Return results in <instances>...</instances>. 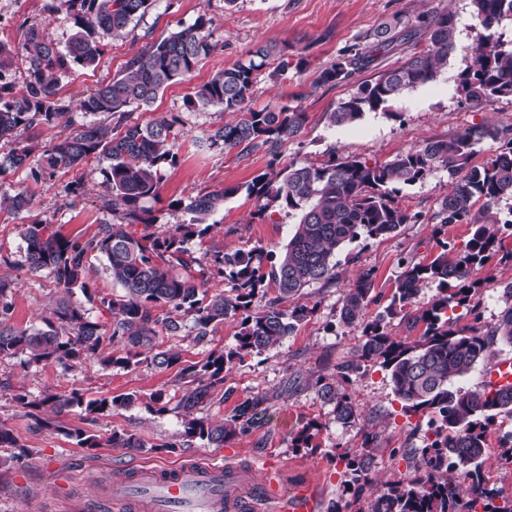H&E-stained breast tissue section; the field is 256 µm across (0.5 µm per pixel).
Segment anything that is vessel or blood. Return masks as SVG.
I'll return each mask as SVG.
<instances>
[{
  "instance_id": "vessel-or-blood-1",
  "label": "vessel or blood",
  "mask_w": 512,
  "mask_h": 512,
  "mask_svg": "<svg viewBox=\"0 0 512 512\" xmlns=\"http://www.w3.org/2000/svg\"><path fill=\"white\" fill-rule=\"evenodd\" d=\"M496 389L512 388V361L498 362L485 376ZM106 502L126 512H255L259 495L253 467L241 462L215 463L193 460L164 469L139 465L105 481ZM278 512H316L317 501L309 488L276 494Z\"/></svg>"
}]
</instances>
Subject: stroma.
Wrapping results in <instances>:
<instances>
[{
	"label": "stroma",
	"mask_w": 512,
	"mask_h": 512,
	"mask_svg": "<svg viewBox=\"0 0 512 512\" xmlns=\"http://www.w3.org/2000/svg\"><path fill=\"white\" fill-rule=\"evenodd\" d=\"M46 0H0V40L21 46L23 23L42 25L59 45H66L73 23L65 13L48 14ZM448 9L455 16L458 36L448 55V67L436 81L403 93L389 112H370L348 126H331L328 114L337 103L357 89L356 81L332 87L316 85L320 71L344 50L357 44L360 35L395 13L416 7ZM214 21L215 47L191 77L168 86L148 109L135 110L139 122L174 118L179 136L174 144L175 165L164 168L160 200L155 203L158 230L165 231L188 222L189 214L172 209L171 201L212 190L249 183L268 169L269 155L262 150L239 153L219 147H200L198 139L232 120L233 115L215 108H192L188 99L195 87L231 66L255 44L275 42L288 47V72L272 77L262 74L251 99L253 107L268 104L300 106L306 122L300 136L282 146L280 166L305 161L318 165L333 157H358L381 164L400 152L430 138L448 139L473 125L512 126V99L502 98L487 108L473 107L457 92L460 73L468 65L480 30L475 26L469 0H237L225 8L224 0H156L152 9L136 19L122 37H108L95 67L79 69L63 80L59 92L63 101H76L83 92L122 73L127 61L147 39H160L191 23L199 14ZM105 159H89L81 165L82 188L76 201L64 192L70 173H39L38 159L28 167L0 176V275L13 279L12 322L18 328L38 327L48 316L61 290L48 272L30 271L25 262L23 225L40 222L61 235L93 234L104 216L98 195L104 183ZM448 190V174L438 170L424 182L402 187L395 201L399 207L419 214L417 223L403 225L389 237L358 240L336 254L342 277L329 287L308 288L302 298L313 312L302 321L283 345L259 355L245 357L224 370V388L200 405L199 415L220 421L230 417L245 400L266 398L269 413L261 426L212 448L203 441L184 443L181 436L183 413L176 404L186 389L177 379V368L159 370L146 364L120 369L88 361L73 367L54 362L26 363L24 357L0 361V426L17 437L18 448L0 447V512H114L98 498L97 484L125 468L150 464L169 467L194 457L223 460L226 452L237 459L255 462V485H263L270 470L280 473L281 485L313 488L317 512H360L369 491L353 484L346 468L347 458L364 450V436L377 434L372 450L374 474L384 483L414 474V455L424 445L427 418L404 411L393 392L388 371L377 362L362 363L347 387L360 405L356 425L336 423L330 406L318 397L314 382L318 376L333 377L340 365L356 360L361 341L360 327L338 324L345 288L361 270L375 272L374 293L380 303L370 305L367 318L382 311V303L407 260L426 261L435 256L434 214ZM24 191L32 199L28 210L14 211L4 198ZM256 203L245 194L226 200L222 210L211 216L214 228L203 240L194 242L197 255L206 250L232 252L254 245L283 247L291 237L296 216L276 212L270 218L255 217ZM478 284L470 306L455 309L454 327L469 335L496 322L504 304L502 287L512 282V263L491 259L475 268ZM181 333L159 335L162 348L178 351L183 363H204L211 351L232 345L239 330L237 319L219 325L202 343H194L192 320L183 317ZM60 395L78 392L90 398L135 395V403L113 408L105 415H66L70 424L102 436L128 433L139 437V448L78 447L73 440L48 428H34L16 394L41 398L45 392ZM163 392L165 411L153 400ZM319 431L310 448H295L291 439L307 421ZM512 430V417L497 416L486 430L490 450L480 468L485 487L512 488V463L498 434Z\"/></svg>",
	"instance_id": "obj_1"
}]
</instances>
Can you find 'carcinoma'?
<instances>
[{
  "instance_id": "carcinoma-1",
  "label": "carcinoma",
  "mask_w": 512,
  "mask_h": 512,
  "mask_svg": "<svg viewBox=\"0 0 512 512\" xmlns=\"http://www.w3.org/2000/svg\"><path fill=\"white\" fill-rule=\"evenodd\" d=\"M157 0H49L46 11L65 12L74 32L63 48L44 29L31 24L24 33L26 76L12 79L15 49L0 41V141L11 144L0 156V173L24 167L33 145L32 131L69 127L59 91L63 79L76 69L92 67L102 53L101 38L126 33L133 20L143 16ZM472 16L481 29L479 43L457 91L476 107L503 97H512V38L504 27L512 23V0H471ZM213 20L204 14L168 36L146 43L127 63L123 73L87 91L77 109L86 115L103 114L115 126L83 125L57 138L45 149L40 170H71L90 157L110 161L105 187L99 195L100 210L121 216L118 223L105 222L90 236L66 238L48 224L23 225L25 263L33 272L48 270L63 294L52 308L46 328L19 329L12 324L17 283L0 277V360L27 357V362L55 361L63 366L95 359L104 367L129 368L146 363L168 369L181 355L163 350L159 333L175 336L181 323L173 313L192 316L193 340L205 341L218 324L240 316L235 344L210 353L198 366L180 369V379L190 380L180 399L184 412L181 436L198 438L215 447L238 434H245L268 415L262 398L247 399L234 414L215 423L195 416V409L212 389L224 385V368L247 355L260 354L282 345L311 312L299 302L304 290L327 286L341 279L336 252L358 239H376L395 234L404 224L416 223L395 204L394 193L404 186L424 181L441 168L448 172L450 189L441 198L435 233L450 224H469L472 233L464 248L448 257V242L438 241L440 252L429 262H407L395 284L389 303L373 319L364 320L366 309L379 298L372 295L373 270L359 273L344 290L339 324L362 327L358 360L341 367V379L320 376L314 387L320 399L332 406L343 426L359 419L358 405L342 386L361 363L375 360L389 371L394 393L411 412L433 418L431 436L414 464L417 476L384 485L371 498L367 512H459L464 502L459 485L448 477L452 468L472 478L467 496L485 503L484 512H512L509 504L496 505L499 493L484 487L478 469L486 455L485 429L500 414L512 416V390H493L488 385L462 391L452 383L468 375L497 344L512 346V282L503 288L506 305L498 319L484 332L471 336L454 329L448 311L465 303L472 270L483 266L502 249L489 214L504 200H512V127L470 126L450 139H427L397 154L392 160L370 165L356 157L332 158L327 163L290 164L257 175L244 187L213 190L179 199L172 206L193 215L188 224L156 231L153 204L160 199L162 169L175 163L177 133L174 120L143 125L132 120L133 111L150 107L171 84L189 77L215 47ZM457 37L455 17L445 9L396 13L361 37L362 44L339 54L321 70L317 83L334 86L353 75L376 70L375 77L359 84L356 92L329 112L330 125L346 126L377 112L404 92L436 80L448 65V54ZM425 41L424 49L407 52L403 63L379 69L380 59L392 52H406ZM288 45L256 44L230 67L220 70L197 87L190 104L233 112L236 119L211 131L206 141L250 153L263 149L273 157L280 147L299 137L305 112L297 106L250 104L259 75L279 61L272 74L288 69L284 60ZM502 141L483 164H472L485 139ZM245 191L258 202L256 215L273 209L298 216L294 232L280 251L264 246L226 252L209 251L202 259L191 242L203 239L214 225L212 214L224 207L230 196ZM143 225L141 232L134 231ZM105 261V270L122 294L92 291L87 280L89 257ZM227 280L230 292L213 288L212 281ZM457 291L448 293V285ZM274 285V295L265 288ZM437 286L438 294L426 306L415 309L414 321L426 324L414 343L391 336L387 325L394 317L410 314L423 288ZM106 310L105 322L91 319L87 310L72 301L76 292ZM266 297L261 310L250 309L258 295ZM123 344L124 355L112 352ZM22 407L48 406L56 416L79 408L87 414H103L134 401L128 394L114 398H84L46 393L38 402L18 393ZM315 426L306 424L292 438L296 448H310ZM58 430L80 448L120 444L143 448L140 439L112 433L107 439L79 426L58 422ZM373 457L365 451L347 462L355 482L371 481Z\"/></svg>"
}]
</instances>
